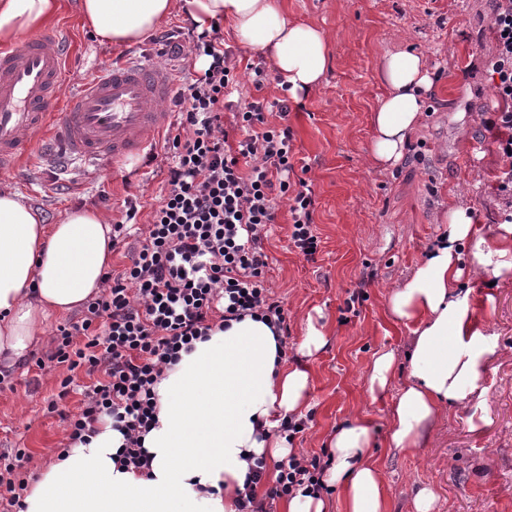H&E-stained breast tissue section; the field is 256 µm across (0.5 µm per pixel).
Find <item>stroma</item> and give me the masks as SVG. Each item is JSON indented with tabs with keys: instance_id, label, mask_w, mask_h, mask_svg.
<instances>
[{
	"instance_id": "obj_1",
	"label": "stroma",
	"mask_w": 512,
	"mask_h": 512,
	"mask_svg": "<svg viewBox=\"0 0 512 512\" xmlns=\"http://www.w3.org/2000/svg\"><path fill=\"white\" fill-rule=\"evenodd\" d=\"M490 14L489 0H288L289 17L319 26L329 42L323 82L290 99L288 114L301 177L313 192L321 251L310 262L292 247L284 205L263 239L269 256L265 286L286 313L287 363L310 374L312 419L293 446L303 455L326 456L336 428L355 415L368 416L388 512H415L414 496L423 487L436 492L438 512H512V273L493 282L463 277L492 353L475 394L449 407L421 447L400 451L386 444L388 414L407 369L396 370L378 395L366 383L378 351L402 359L410 349L409 328L390 318L389 291L447 233L449 209L467 208L486 235L501 221L504 201L493 188L498 158L482 127L492 99L485 67L492 48ZM54 20L70 33L69 65L77 79L90 66L153 50L147 41L99 45L79 23L77 0H61ZM405 48L423 53L433 71L430 110L401 164L384 171L368 161L370 114L383 93V57ZM477 139L485 150H472ZM163 165L156 158L130 179L76 164L62 175L38 152L20 172L0 174V186L22 193L49 224L79 205L95 206L115 220L126 197L138 196L145 205L159 197ZM366 272L373 278L363 297L350 302ZM318 312L328 343L305 358L299 346L306 319ZM80 317L77 311L51 317L26 361L0 382V454L25 449L21 470L30 476L49 467L67 443L59 415L47 410L60 380L94 382L84 371L47 360L58 327Z\"/></svg>"
}]
</instances>
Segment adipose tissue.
I'll use <instances>...</instances> for the list:
<instances>
[{
    "label": "adipose tissue",
    "instance_id": "obj_1",
    "mask_svg": "<svg viewBox=\"0 0 512 512\" xmlns=\"http://www.w3.org/2000/svg\"><path fill=\"white\" fill-rule=\"evenodd\" d=\"M59 0H0V45H11L48 23ZM183 10L207 28L227 22L236 38L269 60L289 94L317 87L327 65L322 30L288 17L286 0H79L78 16L103 46L152 34ZM384 88L370 116L369 161L390 169L403 159L433 87L423 57L387 54ZM111 226L85 207L45 223L20 193L0 189V368L23 361L49 317L65 315L101 291L112 264ZM512 272V223L478 236L467 210L448 211V232L403 281L391 288L394 322L411 326L409 374L391 407L390 447L405 451L429 437L448 405L478 387L489 352L459 283L464 275ZM309 374L288 367L272 329L247 316L205 340L168 369L157 388L156 423L144 438L147 470L117 464L122 435L104 426L88 443L69 448L35 481L25 512H238L257 458L281 460L293 449L280 421L307 408ZM372 422L354 416L327 441L324 488L296 491L283 512H388L387 492L371 452Z\"/></svg>",
    "mask_w": 512,
    "mask_h": 512
}]
</instances>
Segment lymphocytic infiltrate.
I'll use <instances>...</instances> for the list:
<instances>
[{
  "mask_svg": "<svg viewBox=\"0 0 512 512\" xmlns=\"http://www.w3.org/2000/svg\"><path fill=\"white\" fill-rule=\"evenodd\" d=\"M492 53L487 61L497 101L484 122L500 158L496 190L506 197L504 222L512 223V0H492ZM157 57L169 61L208 58L177 91L174 131L164 140L168 160L163 195L137 228L141 203L129 198L125 215L112 225V244H136L118 273H106L105 290L89 300L80 320L60 327L49 359L66 367L57 400L71 392L72 371L103 372L85 391L78 413L64 414L69 445L87 442L98 424L122 433L119 463L148 468L142 440L157 407V386L181 353L209 336L213 327L254 313L287 332L284 308L264 286L268 256L262 233L274 223L278 200L292 221L290 240L314 259V200L308 185L294 186L293 133L287 99L234 95L244 82L262 90L264 65L241 75L216 31L195 26L161 31L151 39ZM278 114L279 124L267 121ZM277 477L264 496L245 495L239 512H273L275 500L306 487L321 490L326 466L318 456H288L275 462Z\"/></svg>",
  "mask_w": 512,
  "mask_h": 512,
  "instance_id": "obj_1",
  "label": "lymphocytic infiltrate"
}]
</instances>
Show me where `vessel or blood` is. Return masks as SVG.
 <instances>
[{
	"label": "vessel or blood",
	"mask_w": 512,
	"mask_h": 512,
	"mask_svg": "<svg viewBox=\"0 0 512 512\" xmlns=\"http://www.w3.org/2000/svg\"><path fill=\"white\" fill-rule=\"evenodd\" d=\"M62 27L0 51V171L29 161L47 144L63 159L118 170L155 150L168 127L175 82L157 62L120 59L69 87Z\"/></svg>",
	"instance_id": "obj_1"
}]
</instances>
